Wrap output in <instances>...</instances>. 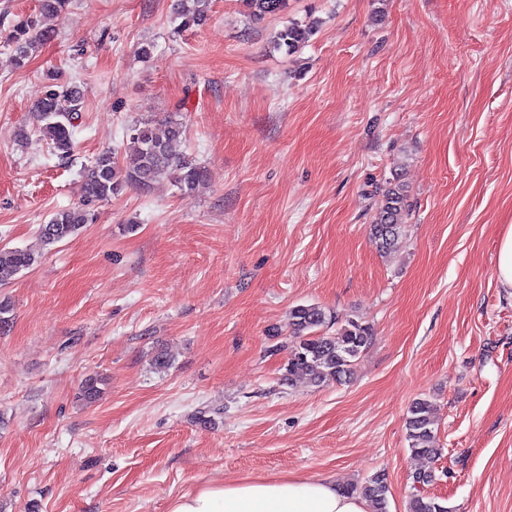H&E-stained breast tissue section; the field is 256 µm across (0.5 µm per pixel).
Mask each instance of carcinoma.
<instances>
[{
    "label": "carcinoma",
    "mask_w": 512,
    "mask_h": 512,
    "mask_svg": "<svg viewBox=\"0 0 512 512\" xmlns=\"http://www.w3.org/2000/svg\"><path fill=\"white\" fill-rule=\"evenodd\" d=\"M249 17L261 21L288 8V0H242ZM211 0H175L177 30L186 31L202 26L208 19ZM315 23L292 22L276 34L275 46L296 52L314 34ZM54 37V32L42 27L36 19L14 25L5 33L4 44L10 49V60L17 68L25 67L31 57ZM81 95L74 87L57 84L46 86L43 95L33 107L42 139L52 154L66 158L73 148V120L81 111ZM180 122L170 118L164 129L156 131L145 124L136 126L130 134V146L122 161L117 163L110 152L96 156L82 171V203L58 212L42 225L40 237L46 246H52L75 236L89 221L87 207L96 201L110 199L127 186L151 190L162 179L171 177L186 197L208 178L205 169L173 153V144L183 137ZM410 212L407 187L399 178L388 182L384 203L373 224L371 236L380 252H392L402 235ZM40 254L19 248H0V274L18 273L38 263ZM328 314L316 304H299L289 314V332L292 345L273 346L277 352L288 348V361L281 382L290 385L297 376L307 378L321 387L329 382H344L350 375L353 362L370 345L371 326L348 319L336 332L323 331ZM103 380L97 375L85 378L81 386L82 398L91 403L100 393ZM406 436L411 453L418 457L438 454L436 419L433 404L424 398L415 399L407 411ZM346 492L358 494L370 503L372 512H388V482L386 474H374L364 484L352 486ZM409 512H448V508L433 497L415 495Z\"/></svg>",
    "instance_id": "carcinoma-1"
}]
</instances>
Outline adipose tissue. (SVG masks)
<instances>
[{
	"label": "adipose tissue",
	"instance_id": "obj_1",
	"mask_svg": "<svg viewBox=\"0 0 512 512\" xmlns=\"http://www.w3.org/2000/svg\"><path fill=\"white\" fill-rule=\"evenodd\" d=\"M168 512H368L333 478L262 477L211 482L170 501Z\"/></svg>",
	"mask_w": 512,
	"mask_h": 512
}]
</instances>
